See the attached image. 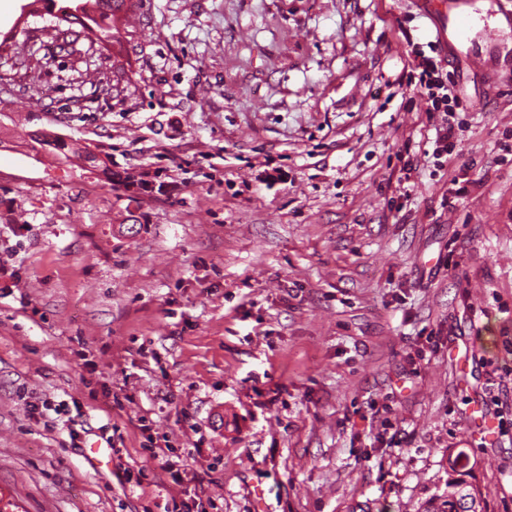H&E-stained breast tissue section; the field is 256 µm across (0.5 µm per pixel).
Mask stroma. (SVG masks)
<instances>
[{
	"label": "stroma",
	"instance_id": "35a3bbf8",
	"mask_svg": "<svg viewBox=\"0 0 512 512\" xmlns=\"http://www.w3.org/2000/svg\"><path fill=\"white\" fill-rule=\"evenodd\" d=\"M25 2L0 0L35 71L0 49V512H163L183 487L202 512H421L453 468L512 512V415L486 441L476 419L512 369V30L481 36L512 0L474 4L453 64L486 109L441 168L415 0H138L109 93L78 73L112 55L60 51ZM32 131L156 189L35 161ZM463 177L484 184L445 202Z\"/></svg>",
	"mask_w": 512,
	"mask_h": 512
}]
</instances>
